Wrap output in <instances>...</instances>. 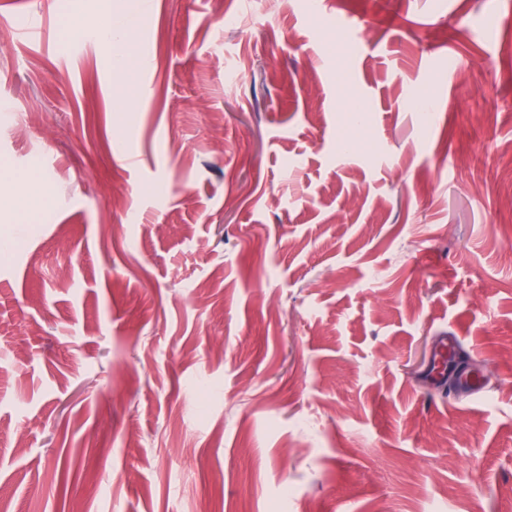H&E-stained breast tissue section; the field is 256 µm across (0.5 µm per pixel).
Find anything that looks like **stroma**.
<instances>
[{
	"label": "stroma",
	"instance_id": "obj_1",
	"mask_svg": "<svg viewBox=\"0 0 512 512\" xmlns=\"http://www.w3.org/2000/svg\"><path fill=\"white\" fill-rule=\"evenodd\" d=\"M110 5L0 0V512H512V0ZM98 35L113 54L116 73L118 76L122 75L127 69L132 57V48L128 45L129 40L122 34L119 24L116 23L112 25V20L108 26L98 30ZM22 180L29 186L35 187V190L22 200V203L25 204L20 206L22 213L30 214L42 211L46 207L47 196L41 191L42 187L39 186L40 178L38 173L29 171L22 177ZM31 199L32 201L30 202Z\"/></svg>",
	"mask_w": 512,
	"mask_h": 512
}]
</instances>
